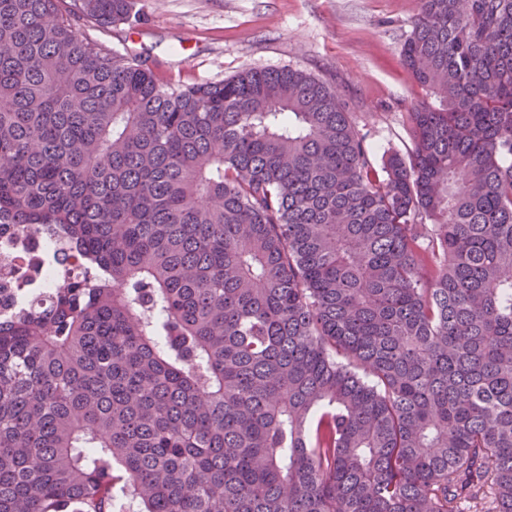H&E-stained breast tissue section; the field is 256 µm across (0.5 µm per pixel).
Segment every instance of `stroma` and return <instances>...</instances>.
I'll use <instances>...</instances> for the list:
<instances>
[{
  "label": "stroma",
  "instance_id": "1",
  "mask_svg": "<svg viewBox=\"0 0 512 512\" xmlns=\"http://www.w3.org/2000/svg\"><path fill=\"white\" fill-rule=\"evenodd\" d=\"M136 22L98 38L140 54L164 80L218 82L248 68H293L330 85L375 156L410 143L406 115L429 92L401 61L418 0H137Z\"/></svg>",
  "mask_w": 512,
  "mask_h": 512
}]
</instances>
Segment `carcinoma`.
I'll return each instance as SVG.
<instances>
[{
  "label": "carcinoma",
  "instance_id": "cac0c4a2",
  "mask_svg": "<svg viewBox=\"0 0 512 512\" xmlns=\"http://www.w3.org/2000/svg\"><path fill=\"white\" fill-rule=\"evenodd\" d=\"M133 6L0 0V225L66 245L0 320V512H512V0H420L379 161L310 74L71 23Z\"/></svg>",
  "mask_w": 512,
  "mask_h": 512
}]
</instances>
